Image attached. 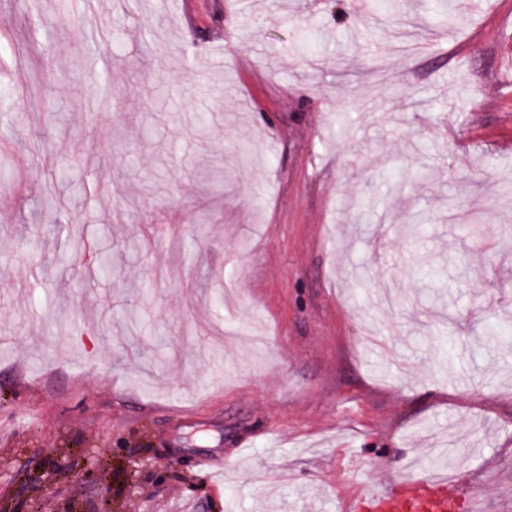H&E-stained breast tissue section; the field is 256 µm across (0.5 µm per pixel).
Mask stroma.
I'll return each mask as SVG.
<instances>
[{
  "instance_id": "stroma-1",
  "label": "stroma",
  "mask_w": 512,
  "mask_h": 512,
  "mask_svg": "<svg viewBox=\"0 0 512 512\" xmlns=\"http://www.w3.org/2000/svg\"><path fill=\"white\" fill-rule=\"evenodd\" d=\"M98 2L0 0V512H337L442 447L512 512V0Z\"/></svg>"
}]
</instances>
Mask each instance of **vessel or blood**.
<instances>
[{"instance_id": "1", "label": "vessel or blood", "mask_w": 512, "mask_h": 512, "mask_svg": "<svg viewBox=\"0 0 512 512\" xmlns=\"http://www.w3.org/2000/svg\"><path fill=\"white\" fill-rule=\"evenodd\" d=\"M456 497L445 478L432 474L400 476L397 486L381 490L366 485L345 502V512H455Z\"/></svg>"}]
</instances>
